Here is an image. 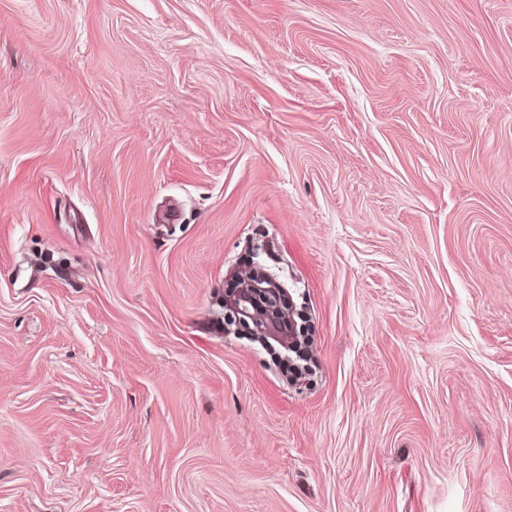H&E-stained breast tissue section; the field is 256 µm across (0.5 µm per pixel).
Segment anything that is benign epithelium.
<instances>
[{
  "instance_id": "benign-epithelium-1",
  "label": "benign epithelium",
  "mask_w": 512,
  "mask_h": 512,
  "mask_svg": "<svg viewBox=\"0 0 512 512\" xmlns=\"http://www.w3.org/2000/svg\"><path fill=\"white\" fill-rule=\"evenodd\" d=\"M224 309L229 321L266 343L272 339L295 353L310 347L309 333L298 324L302 311L276 277L258 265L228 281Z\"/></svg>"
}]
</instances>
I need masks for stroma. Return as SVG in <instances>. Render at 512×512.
Returning <instances> with one entry per match:
<instances>
[{
  "mask_svg": "<svg viewBox=\"0 0 512 512\" xmlns=\"http://www.w3.org/2000/svg\"><path fill=\"white\" fill-rule=\"evenodd\" d=\"M0 512H512V0H0ZM224 289V309L229 322L248 329L253 336L288 347L291 352L310 347L309 333L297 319L304 315L276 277L258 265L232 277Z\"/></svg>",
  "mask_w": 512,
  "mask_h": 512,
  "instance_id": "stroma-1",
  "label": "stroma"
}]
</instances>
